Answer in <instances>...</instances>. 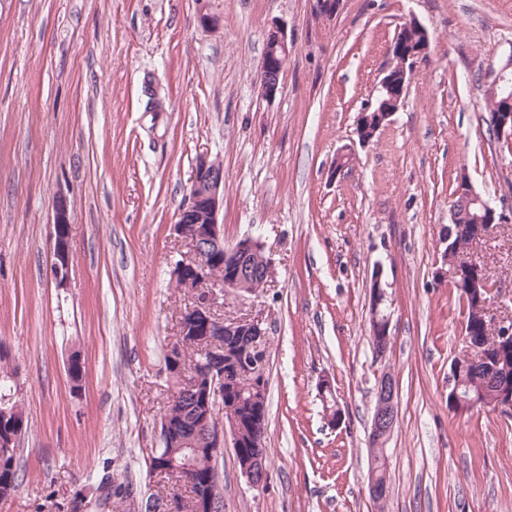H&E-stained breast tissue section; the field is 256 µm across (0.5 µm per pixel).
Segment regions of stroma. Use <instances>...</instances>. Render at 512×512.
Returning a JSON list of instances; mask_svg holds the SVG:
<instances>
[{"mask_svg":"<svg viewBox=\"0 0 512 512\" xmlns=\"http://www.w3.org/2000/svg\"><path fill=\"white\" fill-rule=\"evenodd\" d=\"M412 19L427 53L399 110L359 146L357 115ZM275 23L290 55L269 100L258 75ZM511 54L512 0H343L329 20L310 0H0V354L28 420L0 512H144L168 497L150 456L177 386L164 355L191 301L172 276L190 252L174 224L202 153L224 167L225 244L261 237L273 265L267 287L217 300L221 317L261 319L268 346V478L250 486L225 438L224 512H512V418L448 409L465 310L438 274L464 175L508 218L470 250L498 315H512V149L481 106L485 73ZM345 147L354 155L337 176ZM62 198L74 262L59 288ZM378 264L392 334L380 359L368 304ZM386 371L399 404L380 506L368 433ZM325 376L343 412L335 429ZM54 247L51 259V273L59 288L67 285L73 263L69 239L70 216L66 200H59L55 207L53 222Z\"/></svg>","mask_w":512,"mask_h":512,"instance_id":"35a3bbf8","label":"stroma"}]
</instances>
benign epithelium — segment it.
Returning a JSON list of instances; mask_svg holds the SVG:
<instances>
[{"label": "benign epithelium", "instance_id": "7a95c632", "mask_svg": "<svg viewBox=\"0 0 512 512\" xmlns=\"http://www.w3.org/2000/svg\"><path fill=\"white\" fill-rule=\"evenodd\" d=\"M314 14L319 17L331 18L340 8V0H312ZM414 31L424 32L425 27L415 21L406 22L401 28V36L395 38L390 47L391 63L383 72L382 78L375 85L370 98L358 114L374 123L370 129L371 136L358 134V142L366 146L372 142L376 134L389 121L393 112L388 110L390 104H401L405 101L410 86L413 66L423 56L427 47H414V42L406 36ZM288 38L284 29L274 24L266 36V50L260 70L259 83L264 97L273 99L282 89V76L288 58ZM512 71V56L507 62L495 69H489L487 80L489 88L494 90L508 78ZM491 127L497 129L501 136L512 139V99L499 110L490 113ZM224 168L210 159L206 154L196 158L190 181L189 193L179 209L174 224L177 234L188 242L191 257L175 263V278L183 282V287L193 291V302L181 316V335L200 343L208 336H228L244 341V349L240 358L235 361V369L258 374L257 366H266V328L258 318L222 319L213 311L214 289L249 293L251 271L254 261L262 262L259 274L263 281L272 277V265L265 255L264 247L258 240L241 238L233 244L224 245V227L219 222L223 207ZM459 193L476 200L480 206V220L474 225L477 237H483L494 225L505 222L506 215L496 210L490 203L481 199L471 183L466 182L459 188ZM70 216L68 204L64 200L57 202L55 207L53 237L54 247L51 259V273L57 287L67 285L73 263V253L69 239ZM235 255L233 268L225 279H217L210 274L211 259L220 250ZM479 260L472 255H463L451 263L448 275L451 281L468 290L480 292L485 286L482 279ZM488 299L479 300L491 318L487 334L497 340L496 347L512 346V319L499 318L495 313L494 301L489 299L491 290H486ZM168 369L181 381L183 387H194V398L201 399L205 407L203 413L196 416L194 426L182 425L181 435L176 444L183 448L196 446L198 432L206 431L208 441L215 452L224 447V431L230 429L233 439H238V421L232 412L224 407V357L216 356L211 361L206 381L198 380L195 369H190L182 361L178 352L169 353ZM502 356L489 358L473 346L466 347L465 354L456 358L448 376V403L451 410L466 412L485 405L486 399L480 396L471 397L461 392L462 376L470 366L482 365L487 370H499ZM398 417L396 405V382L393 374L383 373L377 383L376 404L371 419L369 439L380 444L388 440ZM166 466L155 470V473L167 479H184L188 466H180L170 457H165ZM241 474L249 484L259 487L266 478V457L256 452L244 458Z\"/></svg>", "mask_w": 512, "mask_h": 512}]
</instances>
